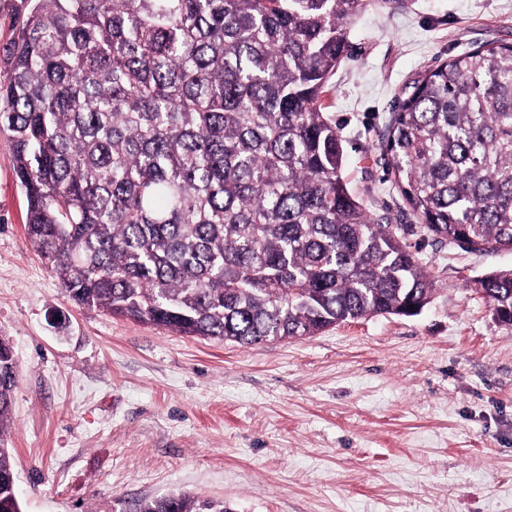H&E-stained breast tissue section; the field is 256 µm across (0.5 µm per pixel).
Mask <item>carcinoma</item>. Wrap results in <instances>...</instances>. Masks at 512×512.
<instances>
[{"label":"carcinoma","instance_id":"obj_1","mask_svg":"<svg viewBox=\"0 0 512 512\" xmlns=\"http://www.w3.org/2000/svg\"><path fill=\"white\" fill-rule=\"evenodd\" d=\"M392 0H23L0 131L25 229L79 307L243 346L427 305L435 281L363 206L325 103L352 23ZM424 232L512 250V44L425 71L380 134ZM512 330V269L473 280ZM0 337V512H21ZM138 512H228L173 494Z\"/></svg>","mask_w":512,"mask_h":512}]
</instances>
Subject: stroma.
<instances>
[{"instance_id": "stroma-1", "label": "stroma", "mask_w": 512, "mask_h": 512, "mask_svg": "<svg viewBox=\"0 0 512 512\" xmlns=\"http://www.w3.org/2000/svg\"><path fill=\"white\" fill-rule=\"evenodd\" d=\"M512 43V0H401L350 28L328 87L346 175L414 218L377 133L425 70ZM0 133V335L17 366L4 434L22 512H137L186 493L230 512H512V334L469 288L512 268L408 232L436 281L412 317L247 347L81 308L37 256Z\"/></svg>"}]
</instances>
